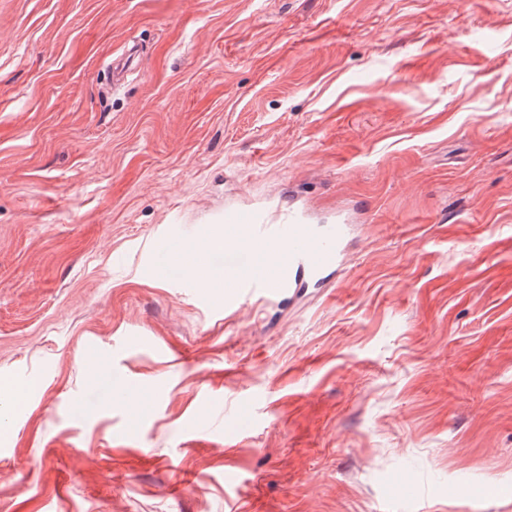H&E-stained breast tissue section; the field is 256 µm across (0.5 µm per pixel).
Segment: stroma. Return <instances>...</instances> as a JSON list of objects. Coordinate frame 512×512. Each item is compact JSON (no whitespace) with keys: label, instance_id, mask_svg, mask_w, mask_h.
Here are the masks:
<instances>
[{"label":"stroma","instance_id":"1","mask_svg":"<svg viewBox=\"0 0 512 512\" xmlns=\"http://www.w3.org/2000/svg\"><path fill=\"white\" fill-rule=\"evenodd\" d=\"M290 202L292 299L158 264ZM4 380L0 512H512V0H0Z\"/></svg>","mask_w":512,"mask_h":512}]
</instances>
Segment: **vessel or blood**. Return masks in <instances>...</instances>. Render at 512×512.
Wrapping results in <instances>:
<instances>
[{"label": "vessel or blood", "instance_id": "vessel-or-blood-1", "mask_svg": "<svg viewBox=\"0 0 512 512\" xmlns=\"http://www.w3.org/2000/svg\"><path fill=\"white\" fill-rule=\"evenodd\" d=\"M351 221L340 217L327 224L310 223L296 206L270 217L261 207L224 215L225 310L253 301L266 303L294 294L339 270ZM263 262H253L255 252Z\"/></svg>", "mask_w": 512, "mask_h": 512}]
</instances>
